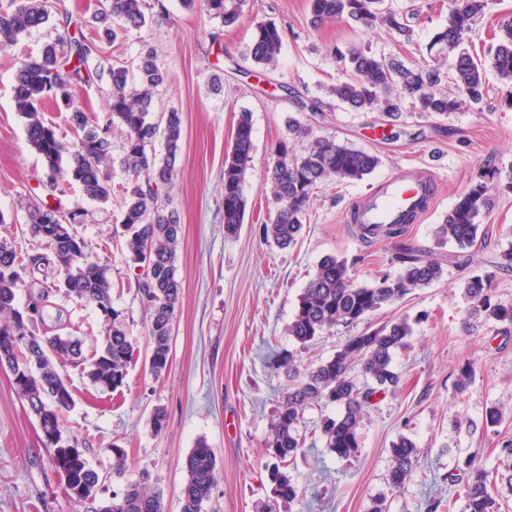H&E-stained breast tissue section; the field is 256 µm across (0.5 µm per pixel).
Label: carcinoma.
I'll use <instances>...</instances> for the list:
<instances>
[{
    "mask_svg": "<svg viewBox=\"0 0 512 512\" xmlns=\"http://www.w3.org/2000/svg\"><path fill=\"white\" fill-rule=\"evenodd\" d=\"M310 24L319 28L329 22L344 21L363 27L384 26L396 35L409 38L408 18L384 6V0H309ZM245 0H202L203 10L224 26L238 23ZM485 0H457L448 25L439 29L428 48L432 63L409 65L392 57H376L361 48L340 54L349 77L329 89L336 101L356 112L399 111L400 94H407L422 112L446 114L470 101L483 99L487 78L482 62L474 59L466 43L484 14ZM55 5L50 0H7L0 3V52L16 46L33 31L51 28L55 36L40 51L26 56L14 71L13 104L24 121L26 141L42 160L49 196L62 192L59 181L77 183L83 195L99 203L110 200L112 188L103 167L113 161L112 127L123 129L120 166L131 176L125 190L120 224L126 250L132 262L144 253L150 259L138 277V293L149 312L151 372L166 370L171 353L173 318L182 293L177 276L176 248L181 224L178 213L158 206L160 191L170 189L177 177V161L182 153V113L171 109L153 119L158 87L169 80L153 51L139 55L137 73L112 63L92 64L99 45L92 37L70 34L71 19L62 21V30L52 23ZM147 0H108L94 17L97 33L109 42L118 32L143 27ZM283 47L282 32L271 22L256 25L250 55L263 68L275 65ZM452 59L451 73L442 70ZM492 66L499 77L512 82V21L500 26V37L492 50ZM107 80L110 86L108 112L103 120L74 105L75 91L92 78ZM53 101L68 112V122L78 133L73 142L60 138L47 118L45 103ZM309 134L299 120L288 119V140L279 142L276 160L265 172L276 210L263 225L266 241L279 248L295 243L306 223L315 189L330 181L361 180L379 165L373 153L336 141L317 138L302 154L290 150L289 141ZM161 139L162 160L148 153L147 146ZM253 140L251 113L237 120L233 146L224 160V236L240 232L247 207L243 195L246 175L252 169ZM512 191V172L501 183L500 172L488 170L467 188L443 223L434 228L441 243L457 246L455 259L461 266L471 261L469 250L481 229L480 219L493 206L497 191ZM25 229L22 233L46 242L43 262L29 267L30 250L6 239L0 241V367L10 371L14 390L37 417L44 446L52 450L51 460L64 477L66 488L79 499L93 497L99 474L89 468L77 444L62 440L63 413L74 406L73 394L56 365L69 361L87 369V377L104 389L124 384L131 343L120 313L112 306L111 269L89 258L88 244L78 234L77 225L87 220V211L61 202L51 208L43 198L22 199ZM413 218L403 222L369 227L357 225L358 235L367 241L385 237L396 239L391 263L400 272L385 275L371 286L353 283L347 260L335 255L323 257L298 298L288 324V335L307 347L335 326L356 327L372 312L402 300L413 290L439 280L444 273L440 262L422 250L399 241ZM493 270L471 276L465 293L473 302L472 314L486 321L512 326V304L493 297L496 273L512 270V251L500 254L491 263ZM31 276L29 303L35 315L25 316L17 303L19 271ZM58 295L75 298L109 311L103 325L100 348L91 358L83 354V342L69 331ZM413 329L406 319L380 327H365L350 337L329 360L317 364L294 363L290 352L280 356L271 368L288 369V390L283 393L265 441L275 459L270 470L275 500L300 499L298 485L280 470V465L303 453L304 438L299 427L307 409L334 404L336 417L322 421L326 448L337 458L357 455L360 427L370 398L396 386L399 376L392 367L393 352L406 345ZM474 369L459 371L454 392L465 393L472 384ZM392 464L388 472L391 488L405 487L419 464L420 449L401 436L392 443ZM185 480L181 488V512H203L217 484V456L206 440L200 439L186 457ZM456 479H465L461 512H500L497 478L476 466V455L455 462ZM93 512H165L161 493L149 485V475L128 484L122 495L98 505Z\"/></svg>",
    "mask_w": 512,
    "mask_h": 512,
    "instance_id": "1",
    "label": "carcinoma"
}]
</instances>
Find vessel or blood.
I'll return each mask as SVG.
<instances>
[{"label":"vessel or blood","mask_w":512,"mask_h":512,"mask_svg":"<svg viewBox=\"0 0 512 512\" xmlns=\"http://www.w3.org/2000/svg\"><path fill=\"white\" fill-rule=\"evenodd\" d=\"M436 189L432 170H407L382 179L365 198L354 221L358 224H390L430 202Z\"/></svg>","instance_id":"b4317fda"}]
</instances>
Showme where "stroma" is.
Returning a JSON list of instances; mask_svg holds the SVG:
<instances>
[{"label":"stroma","instance_id":"1","mask_svg":"<svg viewBox=\"0 0 512 512\" xmlns=\"http://www.w3.org/2000/svg\"><path fill=\"white\" fill-rule=\"evenodd\" d=\"M149 19L140 29L102 45L100 57L134 63L143 48H153L170 79L155 96L154 111L177 109L183 116L184 141L174 187L161 202L177 210L181 233L177 274L182 295L175 311L171 360L161 376L148 366V315L137 295L140 273L129 260L120 234L121 206L127 175L108 168L112 198L100 205L86 200L71 184L61 202L89 212L79 234L92 259L112 269V305L120 311L133 346L123 387L103 391L92 385L82 367L63 364L59 371L70 386L75 406L65 412L63 438H74L88 464L101 476L95 501H77L45 448L36 417L15 392L9 370L0 369V512H92L94 502L110 500L126 484L149 475L163 493L166 512H180L183 467L197 439L214 448L220 474L205 512H263L272 496L271 459L265 447L278 400L288 386L284 370L271 362L276 351H293L301 364L331 358L352 329L338 326L315 345L298 348L287 332L297 299L317 263L328 254L347 259L354 284L396 275L391 262L394 242H363L349 221L352 209L384 176L407 165L431 168L437 193L424 216L410 224L408 242L443 260L444 276L368 318L380 326L398 318L411 322L414 334L393 355L400 380L394 392L377 397L360 429L355 458L330 453L320 431L335 406L305 414V452L287 472L300 486L301 501L281 503L279 512H370L385 498L387 512H427L433 497L461 499L463 485L447 475L457 458L476 455L479 468L507 473L512 458L500 443L512 439V333L501 324L470 315L463 286L471 274L488 270L499 254L512 250V192L497 194L492 211L481 219L483 234L472 248L473 262L461 268L448 263L454 244L437 245L436 224L468 186L488 169L512 171V86L488 71V90L477 104L430 116L401 96L400 112H355L328 93L347 73L338 54L352 46L379 57L421 62L434 33L448 22L449 0H385L392 10L415 13L409 39L387 28H356L332 22L309 23V0H247L241 20L223 26L206 12L183 8L181 0H148ZM512 20V0H487L483 19L468 44L475 59L489 63L500 24ZM274 22L283 48L275 66L262 69L251 60L254 28ZM44 32L22 37L0 53V212L9 224L0 237L31 246L23 236L24 194L45 195L43 166L29 148L23 120L12 103L16 61L37 53ZM252 114L253 166L243 187L245 221L237 237L224 235V158L231 151L238 115ZM299 117L310 130L294 142L303 151L312 139L328 137L369 151L380 159L372 174L359 181L321 185L310 203L298 244L281 250L263 240L261 227L275 210L263 177L276 159V144L287 137V120ZM70 326L84 341L85 353L101 343L100 313L64 300ZM473 366L465 395L455 394L459 369ZM503 413L499 426L484 429L486 407ZM167 411V427L154 433V407ZM407 436L421 450L418 472L404 489L389 487L391 444ZM126 453L124 474L114 477L108 444ZM432 482H424V475Z\"/></svg>","mask_w":512,"mask_h":512}]
</instances>
